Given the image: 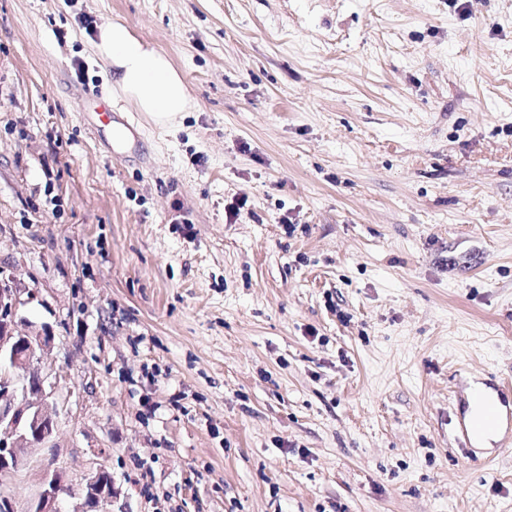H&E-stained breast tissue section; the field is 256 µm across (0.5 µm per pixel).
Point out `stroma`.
Instances as JSON below:
<instances>
[{
    "label": "stroma",
    "mask_w": 512,
    "mask_h": 512,
    "mask_svg": "<svg viewBox=\"0 0 512 512\" xmlns=\"http://www.w3.org/2000/svg\"><path fill=\"white\" fill-rule=\"evenodd\" d=\"M116 20L177 129L113 95ZM0 271L55 338L18 512L100 467L117 512H512L450 423L512 380V0H0ZM96 54L112 75V92L144 113L155 125L173 127L192 100L182 73L170 58L121 22L99 28Z\"/></svg>",
    "instance_id": "obj_1"
}]
</instances>
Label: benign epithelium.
<instances>
[{
    "label": "benign epithelium",
    "instance_id": "obj_1",
    "mask_svg": "<svg viewBox=\"0 0 512 512\" xmlns=\"http://www.w3.org/2000/svg\"><path fill=\"white\" fill-rule=\"evenodd\" d=\"M20 289L0 279V478L25 467L29 456L45 447L54 428L53 387L35 367L39 356L50 351L54 336L41 330H18L16 309ZM70 490L58 472L42 478L37 497L25 512H112L119 496L115 482L105 480L98 468L84 479L77 502L63 508Z\"/></svg>",
    "mask_w": 512,
    "mask_h": 512
}]
</instances>
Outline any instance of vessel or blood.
Listing matches in <instances>:
<instances>
[{"label": "vessel or blood", "instance_id": "obj_1", "mask_svg": "<svg viewBox=\"0 0 512 512\" xmlns=\"http://www.w3.org/2000/svg\"><path fill=\"white\" fill-rule=\"evenodd\" d=\"M489 432L496 447L512 446V385L491 374L461 373L454 433L462 454L477 460L484 451L483 436Z\"/></svg>", "mask_w": 512, "mask_h": 512}]
</instances>
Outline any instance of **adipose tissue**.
Returning <instances> with one entry per match:
<instances>
[{
  "label": "adipose tissue",
  "instance_id": "ef3b65f1",
  "mask_svg": "<svg viewBox=\"0 0 512 512\" xmlns=\"http://www.w3.org/2000/svg\"><path fill=\"white\" fill-rule=\"evenodd\" d=\"M94 48L111 70L113 92L153 124L173 127L190 110L192 100L181 72L125 24L102 25Z\"/></svg>",
  "mask_w": 512,
  "mask_h": 512
}]
</instances>
